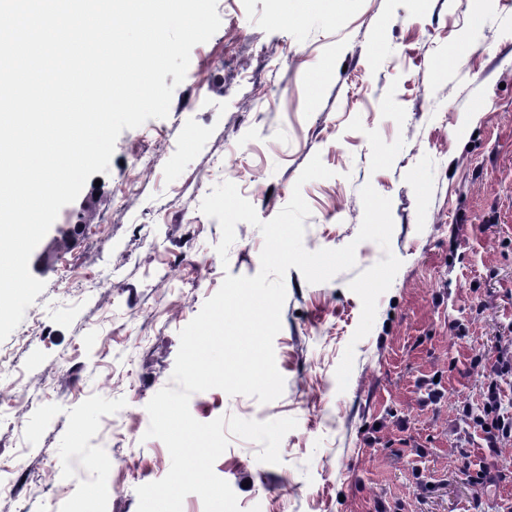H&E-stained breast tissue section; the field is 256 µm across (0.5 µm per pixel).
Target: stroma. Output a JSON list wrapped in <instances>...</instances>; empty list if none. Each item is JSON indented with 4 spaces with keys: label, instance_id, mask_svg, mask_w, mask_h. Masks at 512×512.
Returning <instances> with one entry per match:
<instances>
[{
    "label": "stroma",
    "instance_id": "obj_1",
    "mask_svg": "<svg viewBox=\"0 0 512 512\" xmlns=\"http://www.w3.org/2000/svg\"><path fill=\"white\" fill-rule=\"evenodd\" d=\"M217 11L168 116L123 130L108 173L61 209L68 249L34 250L46 288L0 342V512L69 500L137 512V487L170 469L164 443L144 437L146 405L172 384L181 329L226 275L261 267L263 237L244 222L220 259L202 200L229 181L271 220L316 155L332 176L298 184L305 248L356 242L369 183L392 202L402 265L357 342L348 284L381 248L357 243L355 268L325 283L288 270L282 395L210 389L189 408L201 422L297 426L277 465L231 438L216 475L241 512H507L512 478L479 489L468 472L512 469V446L490 457L462 409L480 407L512 330V0H218Z\"/></svg>",
    "mask_w": 512,
    "mask_h": 512
}]
</instances>
